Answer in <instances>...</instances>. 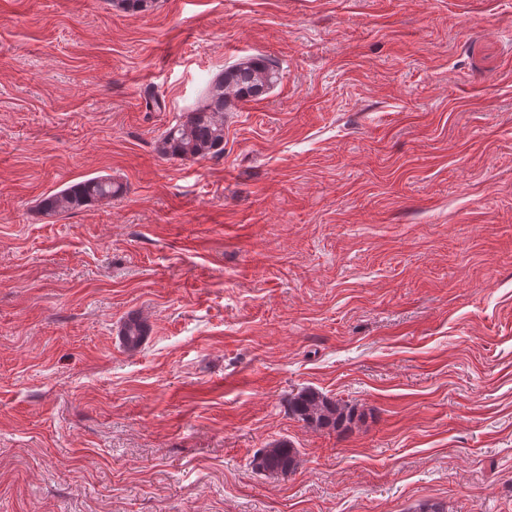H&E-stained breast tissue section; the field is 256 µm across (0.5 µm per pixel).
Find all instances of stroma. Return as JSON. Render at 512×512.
Instances as JSON below:
<instances>
[{
    "label": "stroma",
    "instance_id": "35a3bbf8",
    "mask_svg": "<svg viewBox=\"0 0 512 512\" xmlns=\"http://www.w3.org/2000/svg\"><path fill=\"white\" fill-rule=\"evenodd\" d=\"M251 55L223 153L159 157ZM424 502L512 512V0H0V512ZM125 193L122 183L107 176H95L73 183L44 197L41 209L47 215L75 212ZM123 342L128 348H137L144 342L138 336H148L146 324L138 316L130 315L124 321L121 328ZM288 410L298 421L317 429L339 430L350 424L354 409L315 388H305L288 398ZM300 464V454L290 441L282 440L262 448L252 459L253 468L268 476H284L294 472Z\"/></svg>",
    "mask_w": 512,
    "mask_h": 512
}]
</instances>
